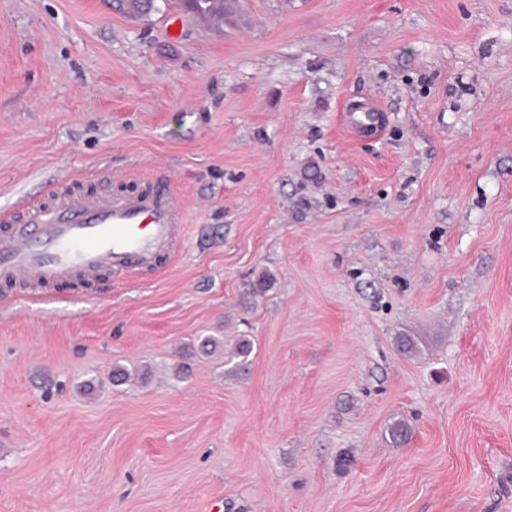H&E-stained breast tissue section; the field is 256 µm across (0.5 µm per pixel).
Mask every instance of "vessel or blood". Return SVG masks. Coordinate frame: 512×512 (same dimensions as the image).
<instances>
[{
	"instance_id": "vessel-or-blood-1",
	"label": "vessel or blood",
	"mask_w": 512,
	"mask_h": 512,
	"mask_svg": "<svg viewBox=\"0 0 512 512\" xmlns=\"http://www.w3.org/2000/svg\"><path fill=\"white\" fill-rule=\"evenodd\" d=\"M183 222L182 199L159 186L122 197L69 193L28 206L20 223L0 228V283L46 288L152 268Z\"/></svg>"
}]
</instances>
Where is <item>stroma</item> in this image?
Returning <instances> with one entry per match:
<instances>
[{
    "label": "stroma",
    "mask_w": 512,
    "mask_h": 512,
    "mask_svg": "<svg viewBox=\"0 0 512 512\" xmlns=\"http://www.w3.org/2000/svg\"><path fill=\"white\" fill-rule=\"evenodd\" d=\"M61 180L185 224L0 288V512H512V0H0V215ZM105 2L112 10L130 15L148 16L159 10L157 0H105ZM168 6L172 2H177L181 11L187 15L197 17H207L214 23L224 22V0H163Z\"/></svg>",
    "instance_id": "35a3bbf8"
}]
</instances>
